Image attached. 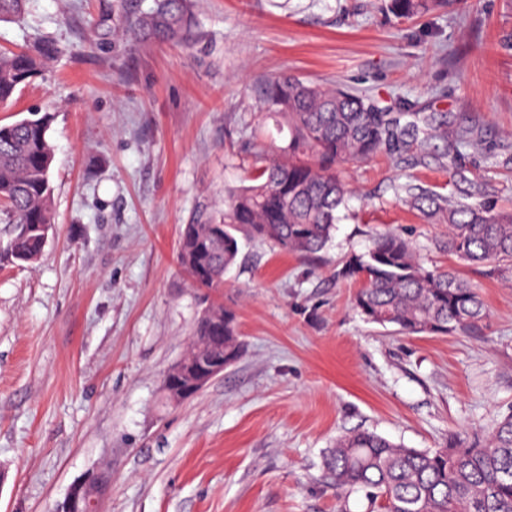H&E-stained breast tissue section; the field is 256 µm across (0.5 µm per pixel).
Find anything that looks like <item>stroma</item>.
Returning a JSON list of instances; mask_svg holds the SVG:
<instances>
[{"mask_svg": "<svg viewBox=\"0 0 512 512\" xmlns=\"http://www.w3.org/2000/svg\"><path fill=\"white\" fill-rule=\"evenodd\" d=\"M155 0H27L0 48L62 53L0 106V123L51 115L54 230L33 263L0 265V512H53L108 469L104 512H382L337 498L336 438L365 429L408 448L487 434L512 411V283L439 249L447 227L395 183L448 193L432 147L341 170L351 193L327 247L304 259L242 245L219 292L193 287L182 224L244 184L255 141L288 142L264 109L288 72L436 112L482 138L471 178L512 210V0H191L187 41L128 31ZM478 289V328L409 336L366 322L337 279L380 232ZM235 312L239 359L191 398L164 400L206 301Z\"/></svg>", "mask_w": 512, "mask_h": 512, "instance_id": "35a3bbf8", "label": "stroma"}]
</instances>
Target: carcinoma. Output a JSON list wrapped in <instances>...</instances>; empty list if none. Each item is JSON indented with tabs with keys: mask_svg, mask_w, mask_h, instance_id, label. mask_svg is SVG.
Segmentation results:
<instances>
[{
	"mask_svg": "<svg viewBox=\"0 0 512 512\" xmlns=\"http://www.w3.org/2000/svg\"><path fill=\"white\" fill-rule=\"evenodd\" d=\"M25 2L0 0V21L20 17ZM392 2L402 18L425 8V0ZM190 28L189 0H159L130 24L134 36L157 41L185 40ZM58 53L50 42L31 51L0 50V105ZM264 102L288 128V144L279 157L265 146L257 148L249 184L228 189L224 209L202 204L182 225L177 259L198 285L224 287L241 237L297 256L318 254L331 239L349 193L340 164L378 153L393 158L413 153L435 138L444 142L439 157L448 160L454 191L445 195L405 183L393 186L394 196L427 221L448 225L439 247L450 256L512 281V213L499 210L484 184L462 168L461 149L477 145L471 130L450 136L448 121L436 113L389 112L365 95L288 74L268 82ZM49 122L48 114L31 112L0 124V207L8 224L0 237L1 262L37 260L53 230ZM336 276L360 283L354 306L367 322L393 325L404 334L466 331L487 316L479 292L454 269L425 267L412 244L393 232L375 235L368 250L348 256ZM206 311L194 328L187 362L194 363L201 350L237 359L236 314L222 305ZM325 469L337 495L368 489L382 500L385 512H512V413L481 439L453 436L434 451L353 430L336 439Z\"/></svg>",
	"mask_w": 512,
	"mask_h": 512,
	"instance_id": "carcinoma-1",
	"label": "carcinoma"
}]
</instances>
